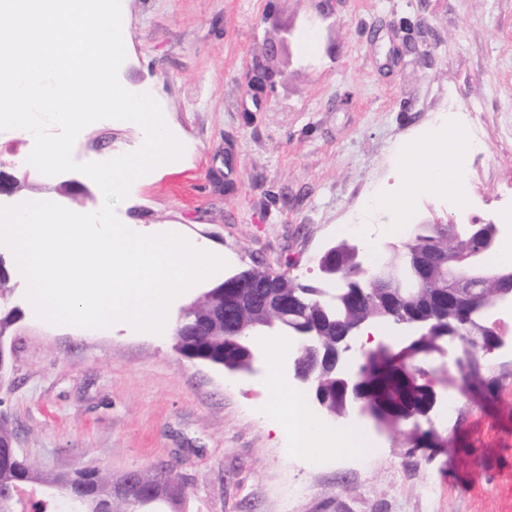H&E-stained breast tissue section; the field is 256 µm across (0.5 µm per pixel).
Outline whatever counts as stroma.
<instances>
[{"label": "stroma", "instance_id": "stroma-1", "mask_svg": "<svg viewBox=\"0 0 512 512\" xmlns=\"http://www.w3.org/2000/svg\"><path fill=\"white\" fill-rule=\"evenodd\" d=\"M126 59L119 79L150 93L193 151L177 171L132 185L118 219L148 231L181 229L223 254V276L252 267L312 283L341 241L347 213L367 197L409 200L414 220H493L512 197V0H121ZM295 28L291 58L267 103L254 109L246 74L268 41ZM314 37L313 50L305 40ZM481 106L487 154L465 174L463 198L412 187L398 145L433 128L449 102ZM137 127L85 128L76 162L106 161L141 145ZM34 142L0 135L17 180L10 206L50 197L97 212L103 194L84 174L23 167ZM21 308L7 339L0 415L14 446L38 468L170 472L186 484V512H512V347L484 355L498 384L488 403L453 391L434 419L444 448H411L399 432L321 416L325 431L352 426L367 449L311 467L266 413L284 415L273 367L231 373L174 348L172 329H68Z\"/></svg>", "mask_w": 512, "mask_h": 512}]
</instances>
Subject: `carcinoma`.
Segmentation results:
<instances>
[{
  "mask_svg": "<svg viewBox=\"0 0 512 512\" xmlns=\"http://www.w3.org/2000/svg\"><path fill=\"white\" fill-rule=\"evenodd\" d=\"M489 236L493 224H416L410 237L391 247L389 257L376 264L367 274L357 270L355 246L343 241L333 249L332 266L336 277L346 280V286L336 291V313H325L317 306L319 288L296 278L276 277L275 297L297 305L295 321L314 328L320 350L328 353L337 348L339 334L352 324H371L385 318L391 309L409 320L423 322L431 332L421 337L412 348L436 353L445 343L444 335L454 330L462 333L459 360L456 365L426 371L428 379L419 376L421 360L367 348L365 357L350 381L337 371L324 369L319 374V388L326 409L346 415L354 398L362 399L368 412L386 429L401 426L402 417L409 411L427 406L430 382L472 398L475 401L490 395L493 382L485 376L483 365H475L471 356H483L494 350L496 337L491 335L492 323L498 308L500 285L496 282L477 289L471 299L463 300L464 291L445 292L441 288L435 257L448 251L469 254L479 245L475 231ZM409 281L420 283L411 296L397 300L398 289ZM13 288L8 281L0 283V338L15 321L17 310L11 306ZM258 293L256 288L224 289V313L239 322H250L263 315L257 306L245 302V297ZM471 306V317L464 319L460 308ZM175 349L182 354L204 357L244 370L248 365L247 352L224 336L223 325L214 327L202 336H178ZM413 448H446L448 437L438 433L419 437L407 435ZM14 441L7 420L0 418V512H11L7 494L15 484H32L40 488V499L32 503L33 512H150V506L163 504L166 512H183L186 486L180 481L172 485L157 483L156 474L141 471L137 499L108 496L109 487L116 483L109 474L85 468L67 478L61 473H45L24 461L9 448Z\"/></svg>",
  "mask_w": 512,
  "mask_h": 512,
  "instance_id": "obj_1",
  "label": "carcinoma"
}]
</instances>
